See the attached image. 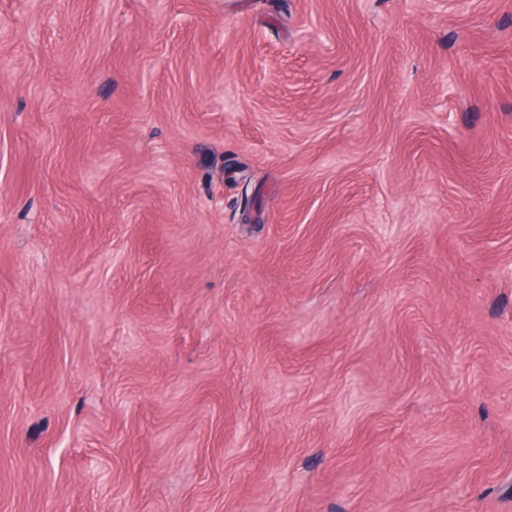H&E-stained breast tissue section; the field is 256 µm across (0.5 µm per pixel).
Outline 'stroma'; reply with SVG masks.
Here are the masks:
<instances>
[{"label": "stroma", "instance_id": "stroma-1", "mask_svg": "<svg viewBox=\"0 0 512 512\" xmlns=\"http://www.w3.org/2000/svg\"><path fill=\"white\" fill-rule=\"evenodd\" d=\"M0 512H512V0H0Z\"/></svg>", "mask_w": 512, "mask_h": 512}]
</instances>
